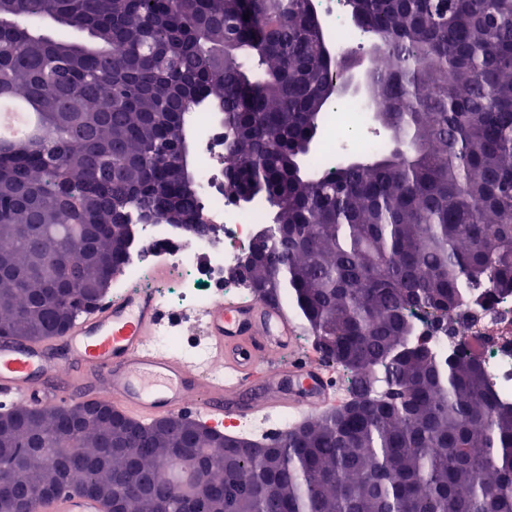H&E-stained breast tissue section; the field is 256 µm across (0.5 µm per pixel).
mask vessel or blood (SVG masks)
Returning a JSON list of instances; mask_svg holds the SVG:
<instances>
[{
  "instance_id": "vessel-or-blood-1",
  "label": "vessel or blood",
  "mask_w": 512,
  "mask_h": 512,
  "mask_svg": "<svg viewBox=\"0 0 512 512\" xmlns=\"http://www.w3.org/2000/svg\"><path fill=\"white\" fill-rule=\"evenodd\" d=\"M166 312L157 295L135 289L113 296L50 342L0 339V400L51 406L98 396L143 423L195 415L205 425L229 419L269 422L307 417L338 400L331 366L295 353L298 327L281 305L227 299L203 313L210 374L153 343ZM39 512H105L89 494L63 491Z\"/></svg>"
}]
</instances>
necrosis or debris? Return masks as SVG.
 Masks as SVG:
<instances>
[{"label":"necrosis or debris","mask_w":512,"mask_h":512,"mask_svg":"<svg viewBox=\"0 0 512 512\" xmlns=\"http://www.w3.org/2000/svg\"><path fill=\"white\" fill-rule=\"evenodd\" d=\"M318 12L325 24L342 39L337 52H361L365 34L349 16L347 0H318ZM372 101L340 96L325 115L324 132L317 159L327 164L337 154L352 155L381 151L386 142L369 133ZM204 130L203 155L197 182L209 235L184 233L156 216L135 228L136 243L122 269L118 290L153 287L164 307L185 313H200L224 298H246L250 290L242 281H225L224 271L233 267L242 250L253 243L256 226L262 222L264 208L254 204L243 208L224 193V170L233 164L224 150V128L214 124L209 114L197 116ZM164 256L174 267L171 279L150 284L146 270L156 257ZM464 318L432 327L429 321L417 323L420 340L440 355L449 349L463 348L483 367L489 387L500 400L512 402V292L492 299L465 304Z\"/></svg>","instance_id":"4bbe7bcc"}]
</instances>
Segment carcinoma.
<instances>
[{
    "mask_svg": "<svg viewBox=\"0 0 512 512\" xmlns=\"http://www.w3.org/2000/svg\"><path fill=\"white\" fill-rule=\"evenodd\" d=\"M354 8L382 43L372 98L391 103L393 147L321 170L309 145L344 61L323 53L308 0H0V95L44 129L0 150V338L71 326L98 254L124 264L112 243L132 244L133 217L205 223L173 146L181 114L215 112L234 159L224 191L278 203L250 281L334 340L360 401L260 456L22 406L0 423L8 512L71 485L107 512H512V405L475 359L436 358L413 322L476 288L512 290V0ZM45 20L84 39L35 33ZM191 463L208 480L188 505L166 474Z\"/></svg>",
    "mask_w": 512,
    "mask_h": 512,
    "instance_id": "obj_1",
    "label": "carcinoma"
}]
</instances>
